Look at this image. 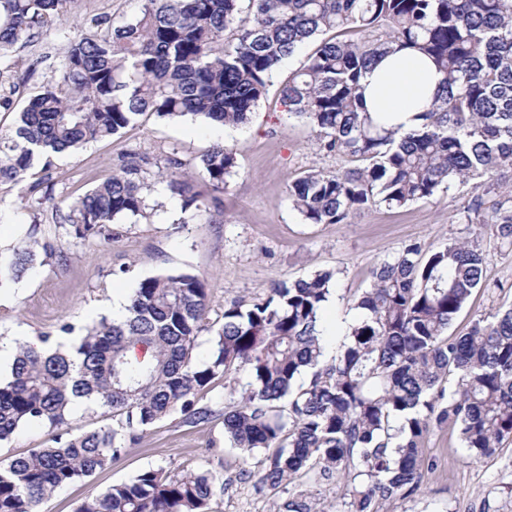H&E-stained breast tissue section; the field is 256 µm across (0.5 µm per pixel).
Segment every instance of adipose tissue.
<instances>
[{
  "label": "adipose tissue",
  "instance_id": "adipose-tissue-1",
  "mask_svg": "<svg viewBox=\"0 0 512 512\" xmlns=\"http://www.w3.org/2000/svg\"><path fill=\"white\" fill-rule=\"evenodd\" d=\"M441 79L432 62L416 51L402 49L367 70L361 85L369 112L384 116L386 128L403 135L418 128Z\"/></svg>",
  "mask_w": 512,
  "mask_h": 512
}]
</instances>
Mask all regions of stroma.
I'll return each instance as SVG.
<instances>
[{
	"instance_id": "stroma-1",
	"label": "stroma",
	"mask_w": 512,
	"mask_h": 512,
	"mask_svg": "<svg viewBox=\"0 0 512 512\" xmlns=\"http://www.w3.org/2000/svg\"><path fill=\"white\" fill-rule=\"evenodd\" d=\"M140 8V0H74L66 28L43 30L22 48L23 62L13 72L15 105L60 80L64 30L89 35L96 32L97 20L118 25ZM305 57L300 51L282 64L248 123L233 137L236 172L225 191L209 201L213 222L191 219L183 197L152 176L147 183L155 210L149 218L114 225L110 242L78 243L63 236L55 217L66 201L110 177L124 154L147 157L151 173L171 154L187 165L197 164L214 140V129L189 117L167 121L147 114L113 139L59 156L37 195H30L24 183L0 185V248L12 247L34 226L39 239L57 250L56 257L5 286L10 303L0 306V340L35 338L64 323L82 327L105 314L113 294H130L139 281L163 271L189 270L202 276L208 318L218 323L231 303L249 305L266 299L275 285L332 270L336 291L323 322L337 345L358 317L353 302L371 287L375 267L392 260L408 243L432 250L466 235L465 215L475 194L469 185L401 208L378 204L351 214L343 224H309L291 208L288 184L302 172L351 165L348 158L320 151L310 127L289 115L279 98L281 85ZM482 244L489 253L487 274L503 288L493 294L474 291L449 335H464L475 316L512 305V249L500 248L489 233ZM244 382L240 373L216 380L203 398L215 411L209 421L188 426L181 414L165 418L111 467L57 490L37 512H73L82 499L148 467L176 475L202 465L224 474L217 512H271L274 505L296 497L319 503L327 512H342V486L333 480L301 479L275 493L259 487L254 477L259 455H246L224 438L222 411L239 400ZM424 455L431 468L420 491L385 502L383 512H512V438L503 440L495 455L474 461L456 430L442 427L429 435ZM245 470L252 472V479H242Z\"/></svg>"
}]
</instances>
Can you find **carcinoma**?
<instances>
[{"label":"carcinoma","instance_id":"obj_1","mask_svg":"<svg viewBox=\"0 0 512 512\" xmlns=\"http://www.w3.org/2000/svg\"><path fill=\"white\" fill-rule=\"evenodd\" d=\"M140 13L105 32L68 39L62 79L34 92L14 127L0 132V185L37 169L49 178L56 155L109 140L152 113L239 125L282 63L318 37L281 90L289 114L320 148L359 165L310 171L288 184V200L310 224H342L376 204L404 207L456 183H473L467 221L512 249V0H141ZM73 0H0V59H10L43 29L62 26ZM358 40L343 38L348 32ZM401 48L428 57L443 95L421 127L397 139L366 111L360 80L377 57ZM148 159L129 155L112 177L71 200L59 228L83 242L112 240V224L154 210L145 193ZM183 162L169 156L155 176L190 192ZM235 152L212 145L200 172L222 191ZM494 194L483 215V195ZM50 242L26 239L0 252V286L37 264ZM479 233L424 251L412 243L372 271L354 302L359 317L336 354L325 356L320 312L335 272L283 283L261 303L224 308L207 322L206 281L188 270L139 282L121 321L107 317L65 342L75 327L40 335L47 350L16 348L0 380V443L42 424L53 443L0 461V512H35L57 489L112 465L158 421L179 413L197 425L213 381L246 374L239 401L224 411L235 447L263 451L259 482L276 490L295 479L341 481L345 512H381L423 484V444L449 425L473 460L512 437V306L472 320L462 336L448 328L473 290L503 288L486 276ZM211 334L210 358L196 356ZM454 379L448 392L443 383ZM112 424L72 433L81 407ZM221 472L202 467L172 475L141 470L83 500L75 512H212ZM275 512H325L288 500Z\"/></svg>","mask_w":512,"mask_h":512}]
</instances>
